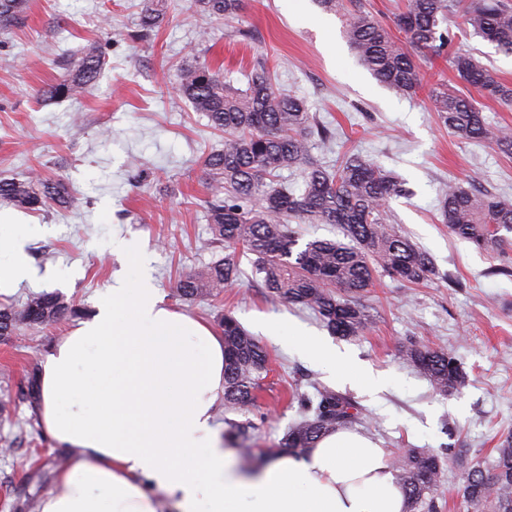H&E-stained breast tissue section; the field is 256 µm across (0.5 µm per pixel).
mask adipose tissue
<instances>
[{"label": "adipose tissue", "instance_id": "1", "mask_svg": "<svg viewBox=\"0 0 512 512\" xmlns=\"http://www.w3.org/2000/svg\"><path fill=\"white\" fill-rule=\"evenodd\" d=\"M17 224H0V295L36 271ZM257 326L346 373L348 359L283 319ZM41 421L76 459L41 512H404L389 452L346 430L255 472L240 470L214 421L224 391V339L165 304L146 281L116 280L46 355Z\"/></svg>", "mask_w": 512, "mask_h": 512}]
</instances>
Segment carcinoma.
Masks as SVG:
<instances>
[{
  "label": "carcinoma",
  "instance_id": "1",
  "mask_svg": "<svg viewBox=\"0 0 512 512\" xmlns=\"http://www.w3.org/2000/svg\"><path fill=\"white\" fill-rule=\"evenodd\" d=\"M316 2L327 12L344 8L343 0ZM26 6V0H0V27L18 22ZM190 8L228 19L238 16L242 0H190ZM454 16L464 18L463 34L512 54V6L504 0H403L395 16V34L362 0H349V8L342 12L343 34L358 62L399 95H414L422 87L419 52L430 63L444 60L457 82L512 110V85L471 54L451 49L455 34L448 19ZM164 18L162 0H142L135 37H149ZM104 62L102 46L87 44L46 93L66 99L85 94L99 79ZM178 82L179 92L207 118V126L224 133L223 148L201 161L211 243L224 247V257L180 277L176 291L181 298L205 300L234 284L241 275L240 257L250 254L271 296L315 313L332 334L351 338L371 323L363 298L377 273L407 284L436 275L428 253L390 221L388 204L402 194L400 182L356 155L335 169L315 157L312 139L326 142L332 134L316 121L304 100L277 86L268 58L254 61L244 90L226 85L220 71L200 62L180 66ZM429 97L449 130L512 156V132L489 124L479 100L449 88L441 76ZM283 170L299 172L304 189L295 193L281 185ZM70 202L63 182L32 169L20 177L0 176V204L33 212ZM440 215L448 234L479 248L499 245L504 242L501 231L512 232V203L455 182L442 192ZM294 221L336 224L347 242L314 239L295 253L299 237ZM68 310L53 293L35 295L19 308L5 306L0 308V336L11 335L21 325L54 323ZM223 325L224 407L249 413L258 408V380L267 369L268 353L232 315H224ZM401 357L442 395L465 382L457 359L444 350L411 342ZM289 399L298 403L301 413L280 442L290 451L311 448L335 430L368 424L364 409L325 388H315L313 396L295 390ZM493 452L465 467L460 508L466 512H512L511 431L500 436ZM461 453L452 447L440 453L409 448L389 455L407 512H438L436 491L444 464H453Z\"/></svg>",
  "mask_w": 512,
  "mask_h": 512
}]
</instances>
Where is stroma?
<instances>
[{"mask_svg": "<svg viewBox=\"0 0 512 512\" xmlns=\"http://www.w3.org/2000/svg\"><path fill=\"white\" fill-rule=\"evenodd\" d=\"M140 2L28 0L18 24L0 31V175L40 168L72 195L66 208L15 211L38 278L0 295V305L57 292L74 308L51 325L0 337V512H39L72 459L40 424L42 362L93 312L115 276L148 278L167 305L217 332L228 313L251 333L265 316L328 335L311 311L269 296L246 260L242 279L216 298L186 302L175 292L180 275L219 257L207 246L199 159L220 149L223 136L176 89L177 66L202 30L210 39L198 60L235 88H246L253 56L269 58L278 86L334 129L313 150L326 165L355 153L405 184L408 195L389 203L391 220L438 270L418 285L379 277L365 299L370 327L357 337H331L353 368L384 377L380 392L344 384L301 351L263 338L270 364L260 381L252 453L276 454L297 417L291 390L319 386L366 409L369 438L389 450H437L455 441L473 456L488 455L512 431V232L491 248L452 237L439 201L454 180L512 202V158L445 128L427 91L404 97L381 85L358 64L341 17L316 0H243L233 20L165 0V20L145 42L130 37ZM91 41L107 59L96 85L77 101L45 97ZM124 242L139 245L140 263H128ZM412 341L451 352L467 374L465 386L448 397L436 393L400 357Z\"/></svg>", "mask_w": 512, "mask_h": 512, "instance_id": "35a3bbf8", "label": "stroma"}]
</instances>
